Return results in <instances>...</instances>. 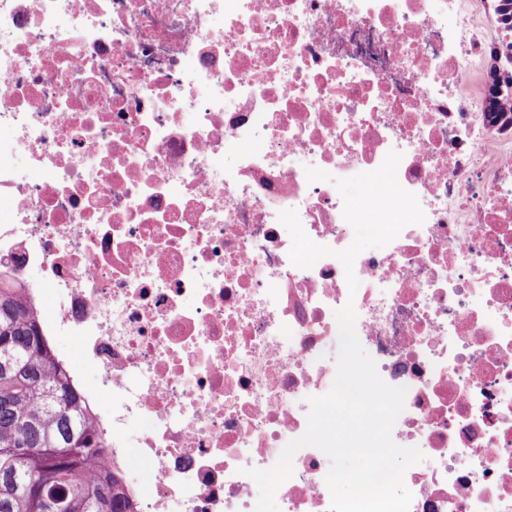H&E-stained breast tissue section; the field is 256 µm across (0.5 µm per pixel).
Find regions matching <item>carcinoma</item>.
I'll return each instance as SVG.
<instances>
[{
  "label": "carcinoma",
  "mask_w": 512,
  "mask_h": 512,
  "mask_svg": "<svg viewBox=\"0 0 512 512\" xmlns=\"http://www.w3.org/2000/svg\"><path fill=\"white\" fill-rule=\"evenodd\" d=\"M26 285L0 270V512H133Z\"/></svg>",
  "instance_id": "cac0c4a2"
}]
</instances>
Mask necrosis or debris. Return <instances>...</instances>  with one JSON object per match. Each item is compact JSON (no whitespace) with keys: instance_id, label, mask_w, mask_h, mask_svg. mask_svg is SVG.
Returning a JSON list of instances; mask_svg holds the SVG:
<instances>
[{"instance_id":"4bbe7bcc","label":"necrosis or debris","mask_w":512,"mask_h":512,"mask_svg":"<svg viewBox=\"0 0 512 512\" xmlns=\"http://www.w3.org/2000/svg\"><path fill=\"white\" fill-rule=\"evenodd\" d=\"M511 77L512 0H0V265L41 267L46 333L89 352L136 512H253L349 302L407 390L410 512H512ZM393 150L425 221L353 293L334 181ZM287 209L332 255L291 263ZM329 468L298 450L280 512H329Z\"/></svg>"}]
</instances>
